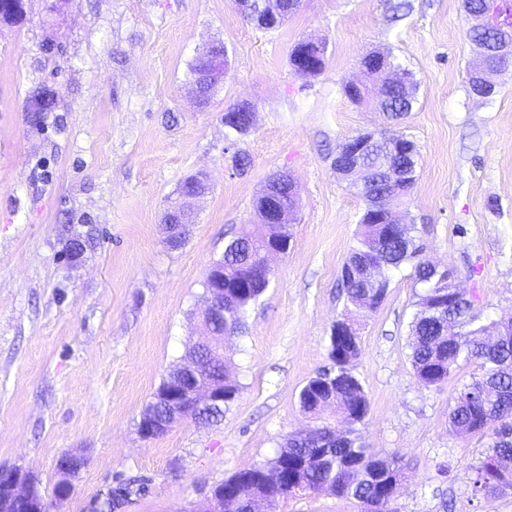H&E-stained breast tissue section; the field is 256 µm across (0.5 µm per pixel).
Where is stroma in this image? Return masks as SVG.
<instances>
[{
    "label": "stroma",
    "instance_id": "obj_1",
    "mask_svg": "<svg viewBox=\"0 0 512 512\" xmlns=\"http://www.w3.org/2000/svg\"><path fill=\"white\" fill-rule=\"evenodd\" d=\"M393 2L302 0L268 32L236 0H27L22 22H0V470L36 476L50 512H96L121 477L134 485L113 512H195L215 486L312 426L299 393L330 363L346 304L340 272L365 207L333 160L347 138L386 126L342 90L361 79L368 53L394 57L420 83L397 127L420 155L402 222L417 224L426 256L455 270L484 316L512 318V68L492 99L472 96L479 57L461 0H408L396 21ZM307 39L324 43L326 66L301 77L289 54ZM216 43L227 50L224 81L199 108L187 64ZM39 88L56 107L35 123L26 105ZM243 100L254 125L232 144L224 112ZM238 153L247 168L236 167ZM198 172L209 192L193 203L184 244L170 248L164 209ZM278 172L295 181L299 205L245 334L225 342L237 398L220 424L187 417L143 438L146 403L204 333L210 265L258 223L256 200ZM66 227L95 231L79 259L65 254ZM420 292L406 266L376 310L354 313L364 440L402 461L398 512H512V490L473 487L489 436L461 438L448 425L474 366L431 386L413 374L408 324ZM66 451L87 464L59 501ZM281 510L360 506L320 491Z\"/></svg>",
    "mask_w": 512,
    "mask_h": 512
}]
</instances>
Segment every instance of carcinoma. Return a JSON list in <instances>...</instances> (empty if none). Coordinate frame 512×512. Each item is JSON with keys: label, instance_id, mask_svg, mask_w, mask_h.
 Here are the masks:
<instances>
[{"label": "carcinoma", "instance_id": "1", "mask_svg": "<svg viewBox=\"0 0 512 512\" xmlns=\"http://www.w3.org/2000/svg\"><path fill=\"white\" fill-rule=\"evenodd\" d=\"M497 10L505 29L476 30L469 38L484 47L491 69L499 74L512 65V55L496 52L498 42L512 41V0H497ZM394 68L402 74V80L388 86L385 97H375L374 103L397 122L417 104L420 82L401 65ZM29 100L39 101L32 110L36 121L37 113L51 112L56 107L54 94L47 89L34 92ZM400 139L402 136L394 130L381 131L373 145L371 166L378 168L389 144ZM409 159L410 168L404 178L366 188L361 194L364 202L371 201L381 210L398 196H410L417 179L419 153ZM416 232L414 224H373L371 214L363 212L357 245L342 268L347 276V304L372 311L385 297L382 292L366 298L362 271L368 260H380L379 277L387 286L394 272L405 266L412 268L415 283L422 289L409 322L414 375L424 385H436L448 380L464 364L477 365L478 372L457 391L448 423L458 436L487 434L492 440L476 467V487L494 492L505 486L512 488V335L499 336L503 325L512 327V319L505 324L488 321L475 308L474 299L449 288L448 272L438 270L423 257ZM281 236V225L256 224L230 239L222 258L211 264L224 269V318L209 322V353L196 355L190 350L186 356L188 360L197 358L201 377L215 375L224 379V406L188 412L203 424L223 421L224 408L240 391V385L229 380L222 341L243 332L248 310L268 288L270 278L261 270L260 254L266 241ZM360 351V336H330L329 379H321V369L299 394L302 411L320 421L316 431L288 434L270 465H254L224 480L221 486L227 499L222 512H246L247 505L259 496L268 504L267 512H277L281 503L300 491H328L352 499L361 505L362 512H397L393 504L402 476L400 460L367 448L358 429L369 411L363 386L350 369ZM185 368L183 363L174 364L155 396H160L171 383L182 382ZM327 411L344 425V431L336 434L333 441L327 437V430L331 429L323 417Z\"/></svg>", "mask_w": 512, "mask_h": 512}]
</instances>
